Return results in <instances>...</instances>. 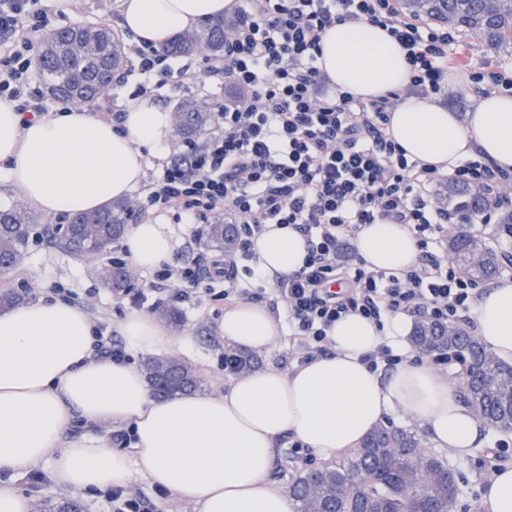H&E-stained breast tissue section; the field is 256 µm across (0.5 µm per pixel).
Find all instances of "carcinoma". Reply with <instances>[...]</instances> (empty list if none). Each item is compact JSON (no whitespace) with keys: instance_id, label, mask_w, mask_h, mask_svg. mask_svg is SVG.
<instances>
[{"instance_id":"1","label":"carcinoma","mask_w":512,"mask_h":512,"mask_svg":"<svg viewBox=\"0 0 512 512\" xmlns=\"http://www.w3.org/2000/svg\"><path fill=\"white\" fill-rule=\"evenodd\" d=\"M402 8L416 19L452 25L473 34L494 53L512 54V0H402ZM235 18L206 23L199 30L184 31L167 45L171 56L203 53L224 56V32ZM123 61V47L104 25L71 26L53 31L36 53L37 66L51 94L63 101L92 102L105 96ZM212 121V113L190 99L174 111V126L193 140ZM448 203L469 220L483 215L487 198L478 187L448 185ZM129 208L124 202L103 211L75 213L71 228L51 237L73 255L104 256L124 233ZM33 216L17 206L0 209V267L13 269L22 259L29 233L22 226ZM236 224L216 220L200 236L206 245L231 251L238 237ZM448 256L471 279L487 282L499 275L501 261L485 243L458 224L448 238ZM133 272L113 262L104 272V283L120 293L129 288ZM29 294L13 289L0 292V310L25 303ZM415 349L425 356L451 352L463 366L459 396L485 425L512 431V383L506 377L512 366L502 364L480 340L458 325L419 321L411 336ZM145 375L153 394L167 398L201 388L197 371L180 360L150 358ZM435 472L431 485L425 476ZM457 496L455 470L443 457L429 451L414 431L380 426L361 446L319 468L299 473L288 486L293 512H452Z\"/></svg>"}]
</instances>
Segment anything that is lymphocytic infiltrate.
<instances>
[{"label":"lymphocytic infiltrate","instance_id":"obj_1","mask_svg":"<svg viewBox=\"0 0 512 512\" xmlns=\"http://www.w3.org/2000/svg\"><path fill=\"white\" fill-rule=\"evenodd\" d=\"M400 0H247L224 36V57L211 66L234 96L214 105L205 141L163 160L135 196L134 209H170L176 219L205 221L224 211L240 229L233 255L199 254L183 265L163 263L153 288H188L220 279L236 291L239 256H252L267 225H287L307 240L303 266L276 278L288 313L298 363L328 354L327 332L348 314L382 324L404 314L457 322L481 297L475 281L455 270L445 244L459 223L431 191L436 167L407 157L388 132L396 92L365 101L337 90L318 66L324 32L339 23L383 27L407 52V93L448 94V70L460 56L450 27L407 18ZM46 0H0V98L14 102L23 122L43 117L53 102L38 85L33 39L49 20ZM138 68L153 75L134 97L182 83L188 71L150 45L137 48ZM451 181L484 189L490 211L512 198V175L492 161L461 163ZM405 224L419 255L400 273L367 269L349 242L369 224Z\"/></svg>","mask_w":512,"mask_h":512}]
</instances>
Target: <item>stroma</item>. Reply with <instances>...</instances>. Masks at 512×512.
I'll use <instances>...</instances> for the list:
<instances>
[{
	"mask_svg": "<svg viewBox=\"0 0 512 512\" xmlns=\"http://www.w3.org/2000/svg\"><path fill=\"white\" fill-rule=\"evenodd\" d=\"M120 0H79L76 8L66 10L64 15L51 19L52 28H63L80 22L102 24L112 27L118 34L125 50V69L130 76L127 86H113L110 94L118 105H125L133 84L142 82L135 54L136 42L124 33L119 24ZM173 67L188 66V76L182 85L169 87L155 96V103L167 110L184 99L201 98L215 102L229 96L230 89L208 72L203 56L172 58ZM58 216H36L31 226L29 244L20 263L12 270L0 273V290L27 288L34 298L55 295L57 289H65L70 303L85 309L96 328L103 335L118 336V325L122 315L131 314V305H120L116 293L109 291L99 274L101 259H77L61 248L49 243L43 236L46 225L61 224ZM211 294L201 295L199 300L179 303L184 322L179 332L174 333L170 346L161 349V356L177 355L194 365L203 380V393H211L227 383L224 372L225 344L218 333V324L224 315L225 304L214 301ZM292 441L282 438L276 448L270 480L280 491H287L292 477L298 472L321 466L323 460L310 449L293 454ZM447 460L458 474L459 496L454 512H486V488L494 468L512 465V451L502 456L487 457L483 452L459 457L448 455Z\"/></svg>",
	"mask_w": 512,
	"mask_h": 512,
	"instance_id": "1",
	"label": "stroma"
}]
</instances>
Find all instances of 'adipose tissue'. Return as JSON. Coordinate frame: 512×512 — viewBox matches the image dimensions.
<instances>
[{
	"label": "adipose tissue",
	"mask_w": 512,
	"mask_h": 512,
	"mask_svg": "<svg viewBox=\"0 0 512 512\" xmlns=\"http://www.w3.org/2000/svg\"><path fill=\"white\" fill-rule=\"evenodd\" d=\"M232 0H122V25L136 40L161 46L177 33L222 16ZM318 65L333 83L363 100L403 88V49L382 28L339 24L321 41ZM171 114L143 97L129 101L121 126L85 109L22 124L0 99V177L27 206L44 215L95 211L127 198L144 178L145 151L160 150ZM408 157L447 175L478 156L512 171V96L484 95L467 119L432 98L404 96L388 128ZM124 244L136 267L170 259V225L129 227ZM368 269L397 272L419 254L403 224H369L355 239ZM264 275L298 270L306 241L293 228L268 225L255 239ZM475 333L500 360L512 363V280L500 279L475 305ZM413 330L405 315L383 327L358 314L328 331L331 355L290 371L268 369L232 377L222 391L152 396L130 361L95 356L90 315L47 297L0 312V472L20 475L47 464L59 488L79 493L126 485L132 475L163 487L198 512H292L269 480L277 442L292 437L322 458L358 447L394 410L416 421L439 448L464 456L483 447L480 421L459 399L447 375L409 357L387 374L363 356L384 342L404 347ZM130 353L159 350L166 333L151 316L133 313L119 324ZM225 344L250 350L276 346L279 328L265 307L239 302L219 324ZM128 425L130 449L106 441H65L73 420Z\"/></svg>",
	"instance_id": "adipose-tissue-1"
}]
</instances>
